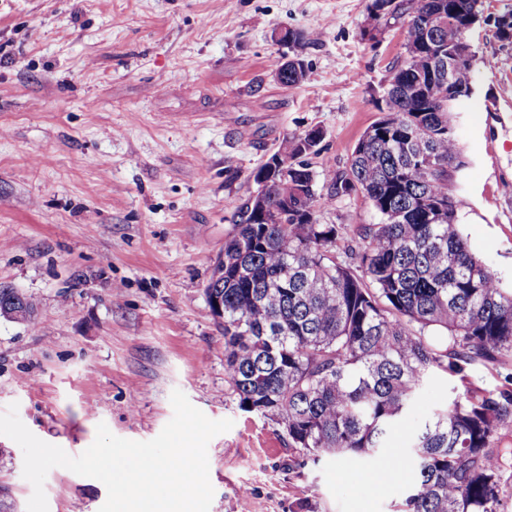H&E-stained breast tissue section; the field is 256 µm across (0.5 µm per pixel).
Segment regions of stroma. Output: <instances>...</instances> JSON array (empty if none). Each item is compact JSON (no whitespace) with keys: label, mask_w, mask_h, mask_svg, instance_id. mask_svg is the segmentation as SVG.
Wrapping results in <instances>:
<instances>
[{"label":"stroma","mask_w":512,"mask_h":512,"mask_svg":"<svg viewBox=\"0 0 512 512\" xmlns=\"http://www.w3.org/2000/svg\"><path fill=\"white\" fill-rule=\"evenodd\" d=\"M371 0H0V287L20 289L51 333L0 317V413L78 456L98 424L148 441L181 390L232 428L208 445L209 512H398L415 469L407 427L385 460H311L275 421L245 411L204 287L255 170L316 129V173L344 169L380 116L408 16ZM512 0H485L469 34L473 98L454 115L465 166L448 191L477 257L512 289V44L493 36ZM277 28L304 33L296 49ZM307 75L284 86L289 53ZM354 238L378 218L362 194L320 207ZM491 450L512 512V425ZM0 435V484L17 512L33 487ZM49 512H99L100 481L56 467Z\"/></svg>","instance_id":"stroma-1"}]
</instances>
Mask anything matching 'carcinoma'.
<instances>
[{
	"label": "carcinoma",
	"mask_w": 512,
	"mask_h": 512,
	"mask_svg": "<svg viewBox=\"0 0 512 512\" xmlns=\"http://www.w3.org/2000/svg\"><path fill=\"white\" fill-rule=\"evenodd\" d=\"M472 0H407L403 61L383 116L362 135L347 166L327 174V198L353 193L378 216L338 250L344 227L322 224L310 134L285 139L253 174L257 184L224 239L225 366L241 406L274 420L288 447L377 460L389 429L414 421L424 384L450 374L462 390L416 424L418 478L400 512H500L487 448L512 421V390L474 388L469 366L512 355V291L496 284L458 227L461 201L443 219L448 168L463 165L451 125L448 80L430 74V47L456 40L434 21ZM425 86L411 96L405 89ZM282 214L263 224L259 206Z\"/></svg>",
	"instance_id": "cac0c4a2"
}]
</instances>
